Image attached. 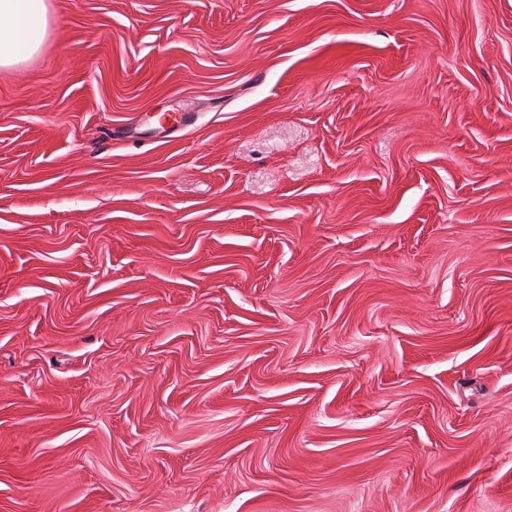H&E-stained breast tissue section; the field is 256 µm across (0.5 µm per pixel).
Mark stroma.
I'll list each match as a JSON object with an SVG mask.
<instances>
[{"mask_svg":"<svg viewBox=\"0 0 512 512\" xmlns=\"http://www.w3.org/2000/svg\"><path fill=\"white\" fill-rule=\"evenodd\" d=\"M0 512H512V0H48Z\"/></svg>","mask_w":512,"mask_h":512,"instance_id":"35a3bbf8","label":"stroma"}]
</instances>
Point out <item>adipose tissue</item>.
<instances>
[{
  "label": "adipose tissue",
  "mask_w": 512,
  "mask_h": 512,
  "mask_svg": "<svg viewBox=\"0 0 512 512\" xmlns=\"http://www.w3.org/2000/svg\"><path fill=\"white\" fill-rule=\"evenodd\" d=\"M46 0H0V68L36 55L47 28Z\"/></svg>",
  "instance_id": "adipose-tissue-1"
}]
</instances>
